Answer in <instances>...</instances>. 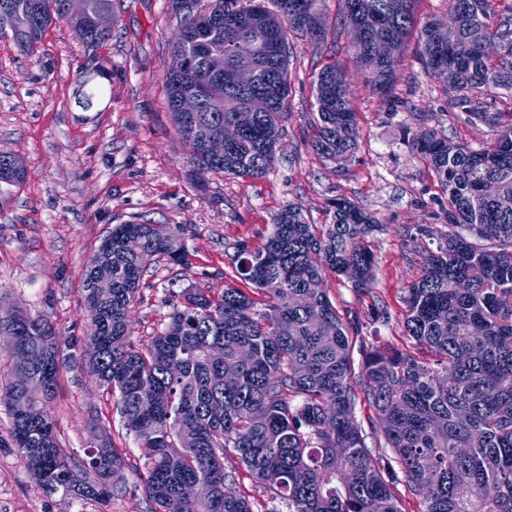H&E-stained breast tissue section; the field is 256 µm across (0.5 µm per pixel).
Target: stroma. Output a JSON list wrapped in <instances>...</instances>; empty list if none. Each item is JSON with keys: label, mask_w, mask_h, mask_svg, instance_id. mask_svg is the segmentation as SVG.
Listing matches in <instances>:
<instances>
[{"label": "stroma", "mask_w": 512, "mask_h": 512, "mask_svg": "<svg viewBox=\"0 0 512 512\" xmlns=\"http://www.w3.org/2000/svg\"><path fill=\"white\" fill-rule=\"evenodd\" d=\"M341 11L342 0H324V44L290 34L292 92L276 160L265 176L247 180L191 173L164 84L179 25L170 0H123L111 40L95 51L61 21L29 56L0 38V150L25 164L23 183L0 208V306L46 318L63 354L82 356L90 332L84 279L103 237L133 221L188 225L187 261L152 266L130 309L129 340L139 347L165 327L182 291L198 288L216 297L239 286L231 274L236 244L261 245L286 205L298 204L311 223L324 224L333 200L345 198L384 226L364 241L375 256L372 290L357 292L329 273L325 291L344 321H357L364 340L411 350L403 328L405 288L421 274L423 251L436 249L450 227L448 196L403 132L434 128L475 148L490 144L495 132L467 122L466 105L424 73L411 48L397 72L398 106L374 95L355 68L349 33L338 29ZM333 61L347 72L358 131L355 152L336 161L310 147L313 82ZM95 69L101 93L85 109L76 90ZM376 298L387 306L388 322L367 323ZM51 410L74 460L84 459L101 432L111 434L130 463L126 489L103 499L47 493L18 449L2 447L11 418L0 400V512H149L139 478L145 460L124 426L118 396L68 365ZM224 468L235 472L234 491L257 512H288L287 502L255 482L235 452L225 455Z\"/></svg>", "instance_id": "35a3bbf8"}]
</instances>
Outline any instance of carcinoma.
Segmentation results:
<instances>
[{"instance_id": "carcinoma-1", "label": "carcinoma", "mask_w": 512, "mask_h": 512, "mask_svg": "<svg viewBox=\"0 0 512 512\" xmlns=\"http://www.w3.org/2000/svg\"><path fill=\"white\" fill-rule=\"evenodd\" d=\"M67 2L0 0V38L29 53L52 22L63 21L88 48L112 39L97 20L108 10L119 13L123 0H83L78 16L68 13ZM343 2L341 22L361 38L353 51L357 67L384 102H396V72L415 30L426 73L459 100L512 90V7L498 13L494 0H448L455 32L443 48L433 38L442 20L415 29L418 0ZM316 3L271 0L273 25L261 28L240 23L253 0H171L180 26L165 89L197 171L245 180L272 167L291 91L288 33L325 41ZM479 31L498 40L496 59L482 52ZM243 38L255 45L250 88L232 77ZM377 41L392 45L390 58L373 53ZM210 52L224 54L221 77L206 70ZM92 81L86 76L76 92L85 108L96 96ZM190 92L201 94V104L186 119L177 104ZM314 92L313 149L330 160L351 155L357 130L344 71L325 65ZM262 97L252 127L224 145V157L210 159L206 142ZM468 120L493 128L494 142L475 149L434 129L404 131L448 194L446 218L456 228L424 254L420 277L405 288L411 353L353 336L324 291L328 270L358 291L371 288L374 255L363 240L378 224L347 199L333 202L330 223L321 226L308 223L297 205L281 210L258 248L237 249V278L251 294L229 287L214 300L189 290L142 349L126 342L130 306L152 265L187 260L185 228L168 224L161 236L145 222L112 227L86 273L91 331L83 357L105 390L119 392L126 429H155L139 438L147 460L140 479L152 512H254L248 498L231 491L236 476L224 469L230 448L253 479L288 502L289 512H406L402 487L419 499L420 512H512V210L484 193L492 184L497 196L512 197V122L482 111ZM23 178L20 157L0 152L1 206ZM131 236L141 241L136 252L124 247ZM97 278L112 281L109 292L91 288ZM0 337L14 373L5 391L10 442L0 439V446H16L51 491L120 493L124 485L110 474L129 463L110 435H101L80 462L58 440L50 402L62 360L53 326L31 314L19 326L1 323ZM213 346L224 354L212 356ZM171 360L182 364L177 376L166 369ZM361 402L373 411L366 422L358 417ZM372 440L392 456L375 454ZM185 482L205 485L207 496L183 500L178 489Z\"/></svg>"}]
</instances>
